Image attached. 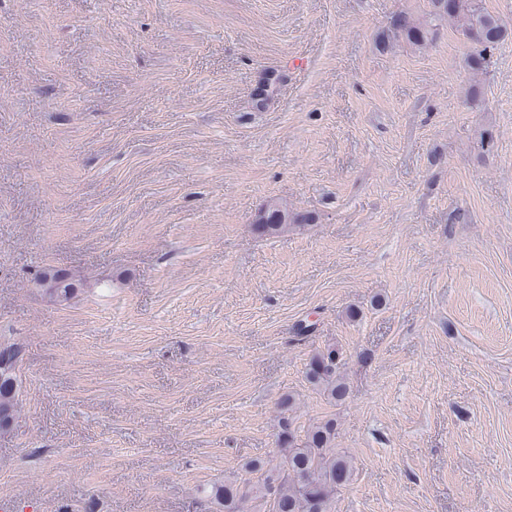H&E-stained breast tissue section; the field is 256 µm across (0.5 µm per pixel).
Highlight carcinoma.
Instances as JSON below:
<instances>
[{
	"mask_svg": "<svg viewBox=\"0 0 512 512\" xmlns=\"http://www.w3.org/2000/svg\"><path fill=\"white\" fill-rule=\"evenodd\" d=\"M430 14L448 20L475 45L468 67L476 77L487 68V54L505 38V31L496 16L483 5V0H431ZM394 36L403 37L417 47L430 42L428 22L409 12L398 14L392 21ZM278 92V79L269 78L256 95V106L263 107ZM310 216L293 213L288 204L270 200L260 208L257 230L264 235L281 234L295 224H306ZM48 284L44 289L54 301L68 302L75 292L73 276L63 270L47 268L38 279ZM21 351L10 371L0 369V421L16 420L21 406L16 374ZM342 355L327 347L312 356L306 370L308 382L328 399L342 401L348 394L342 371ZM295 397L285 395L277 404L279 433L277 447L283 453L280 466L270 467L262 459H249L241 470L257 475V480L226 478L199 491L203 508L200 512H332L337 490L352 479V468L345 457L336 454V421L325 420L310 425L304 438H299L293 411Z\"/></svg>",
	"mask_w": 512,
	"mask_h": 512,
	"instance_id": "1",
	"label": "carcinoma"
}]
</instances>
